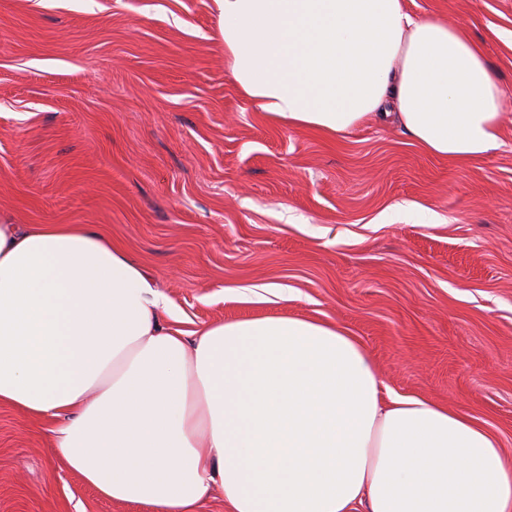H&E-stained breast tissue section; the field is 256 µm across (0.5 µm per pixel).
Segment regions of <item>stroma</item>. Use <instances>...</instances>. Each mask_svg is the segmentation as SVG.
I'll list each match as a JSON object with an SVG mask.
<instances>
[{
	"label": "stroma",
	"instance_id": "1",
	"mask_svg": "<svg viewBox=\"0 0 512 512\" xmlns=\"http://www.w3.org/2000/svg\"><path fill=\"white\" fill-rule=\"evenodd\" d=\"M406 4L482 45L503 90L489 158L272 121L236 87L215 0H0V214L95 225L186 331L335 323L391 392L468 415L512 460V0ZM264 286L288 301L236 295ZM51 441L0 405V512H148L99 497Z\"/></svg>",
	"mask_w": 512,
	"mask_h": 512
}]
</instances>
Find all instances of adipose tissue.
<instances>
[{"mask_svg": "<svg viewBox=\"0 0 512 512\" xmlns=\"http://www.w3.org/2000/svg\"><path fill=\"white\" fill-rule=\"evenodd\" d=\"M241 93L291 128L373 119L459 165L502 145L501 85L463 26L405 0H215ZM145 268L90 224L0 219V405L50 454L153 512H512V462L457 410L383 395L333 323L187 332Z\"/></svg>", "mask_w": 512, "mask_h": 512, "instance_id": "ef3b65f1", "label": "adipose tissue"}]
</instances>
